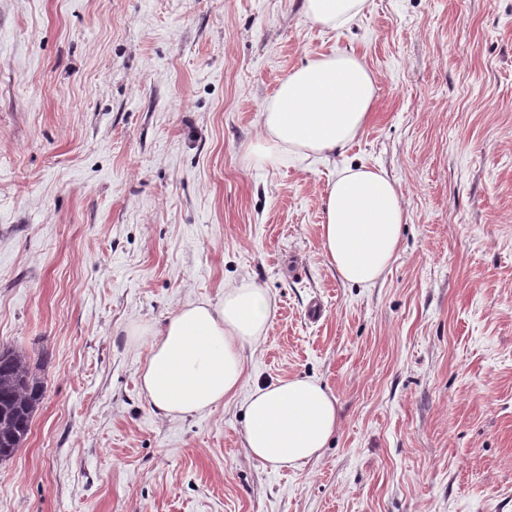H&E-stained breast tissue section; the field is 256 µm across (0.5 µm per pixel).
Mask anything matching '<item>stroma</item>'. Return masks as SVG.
<instances>
[{"instance_id": "35a3bbf8", "label": "stroma", "mask_w": 512, "mask_h": 512, "mask_svg": "<svg viewBox=\"0 0 512 512\" xmlns=\"http://www.w3.org/2000/svg\"><path fill=\"white\" fill-rule=\"evenodd\" d=\"M376 86L343 156L268 164L261 114L308 58ZM347 161L407 221L374 286L325 256ZM266 288L237 396L156 415L136 323ZM320 299L325 315L305 310ZM42 360L0 512H512V0H0V349ZM311 377L338 425L300 469L254 459L243 402ZM366 0H304L309 22L335 30L353 21L363 10Z\"/></svg>"}]
</instances>
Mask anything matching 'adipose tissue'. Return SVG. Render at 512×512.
Returning <instances> with one entry per match:
<instances>
[{
  "label": "adipose tissue",
  "mask_w": 512,
  "mask_h": 512,
  "mask_svg": "<svg viewBox=\"0 0 512 512\" xmlns=\"http://www.w3.org/2000/svg\"><path fill=\"white\" fill-rule=\"evenodd\" d=\"M366 0H304L312 24L336 29ZM376 87L365 63L348 52L320 54L279 80L262 114L273 155L330 157L365 127ZM322 247L339 276L373 285L398 250L406 210L396 183L365 165L338 168L322 201ZM274 301L243 281L218 304L181 308L160 330L133 325L148 339L142 384L157 415L201 413L233 396L244 379L241 352L265 333ZM246 444L259 462L299 469L319 456L337 426L336 399L312 378L278 379L255 388L244 406Z\"/></svg>",
  "instance_id": "obj_1"
}]
</instances>
